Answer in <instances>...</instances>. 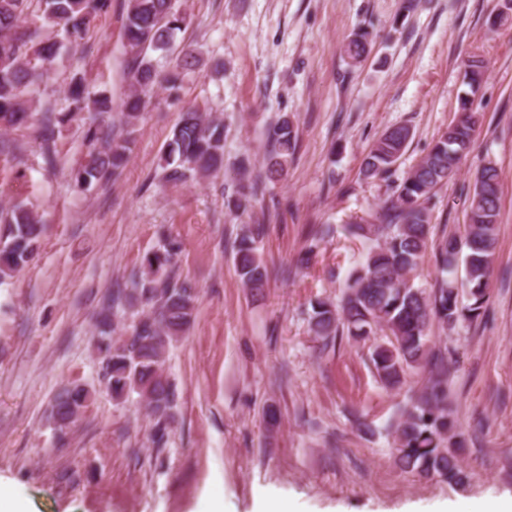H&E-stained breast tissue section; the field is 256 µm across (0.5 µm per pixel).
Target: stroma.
<instances>
[{
	"label": "stroma",
	"instance_id": "1",
	"mask_svg": "<svg viewBox=\"0 0 512 512\" xmlns=\"http://www.w3.org/2000/svg\"><path fill=\"white\" fill-rule=\"evenodd\" d=\"M508 0H177L176 40L197 64L177 92L154 87L121 175L91 190L72 170L87 151L82 127L57 141L60 165L41 166L29 130L21 160L0 155V206L20 202L46 224L34 260L0 284V480L27 512H261L272 496L293 512H470L512 495V8ZM125 0L96 20L34 97L64 106L72 79L107 91L113 112L129 92ZM366 34L352 61L349 41ZM482 56V116L454 178L436 192V234L466 221L474 173L499 172L500 220L487 312L473 323L433 326L429 344L449 366L448 396L466 441L464 483L422 478L394 464L393 430L427 381L413 371L400 392L377 382L369 345L324 347L309 332L315 300H339L367 241L345 225L376 212L386 184L360 176L362 158L392 125L413 139L393 173L402 180L453 121L466 86L463 62ZM224 122V168L205 181L163 182L161 151L180 112ZM288 117L297 146L281 181L253 204L259 250L271 273L251 297L231 245L244 230L227 206L234 162L265 169L268 131ZM326 235L309 252L310 230ZM180 245L177 272L198 290L192 327L170 350L177 394L165 444L130 394L100 383L93 315L124 285L159 230ZM307 265H299L304 253ZM92 397L65 446L48 420L65 383ZM364 413L371 433L360 432Z\"/></svg>",
	"mask_w": 512,
	"mask_h": 512
}]
</instances>
